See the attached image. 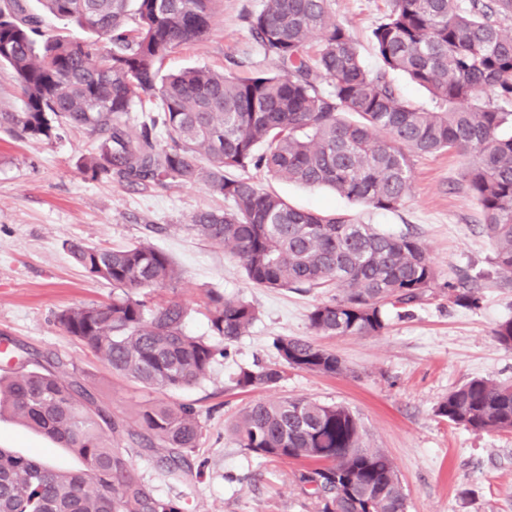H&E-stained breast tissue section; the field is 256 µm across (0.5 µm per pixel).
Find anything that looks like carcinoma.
Instances as JSON below:
<instances>
[{"label": "carcinoma", "mask_w": 512, "mask_h": 512, "mask_svg": "<svg viewBox=\"0 0 512 512\" xmlns=\"http://www.w3.org/2000/svg\"><path fill=\"white\" fill-rule=\"evenodd\" d=\"M128 2L40 0L47 13L107 37L111 47L100 52L94 42L36 40L39 16L25 14L22 0H0V66L13 71L24 98L20 112L0 109V128L32 140L90 131L96 140L79 170L93 181L208 186L231 207L200 210L188 227L238 257L251 284L336 288L307 316L314 336L381 333L385 307L422 301L437 269L415 235L294 207L247 176L251 168L391 211L410 194L411 157L453 151L468 159L461 177L481 208L493 262L512 276V0H390L372 33L375 73L332 19L328 0H265L251 32L278 72L252 76L204 68L160 75L170 52L209 33L219 0H134L133 14ZM395 74L426 89L433 106L401 97ZM148 105L155 115L131 125L130 112ZM65 247L90 277L122 293L60 311L57 326L143 387L198 383L257 320L250 302L210 290V337L190 336L183 303L139 297L179 279L164 252L148 242ZM448 300L476 308L481 294L459 276L448 282ZM492 334L512 350V318ZM274 348L278 363L240 369L238 388L275 385L286 368L347 373L335 352L310 338L279 337ZM5 412L69 449L81 468L61 471L0 448V512H185L180 501L158 496L114 442L123 435L168 473L188 474L201 437L194 404L152 403L122 430L77 369L58 359L50 369L0 375ZM435 413L474 432H512V384L472 378ZM232 434L261 458L306 463L297 480L319 512H407L392 460L365 444L359 419L343 405L303 396L257 401Z\"/></svg>", "instance_id": "obj_1"}]
</instances>
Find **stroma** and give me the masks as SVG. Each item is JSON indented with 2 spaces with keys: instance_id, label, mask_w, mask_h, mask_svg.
<instances>
[{
  "instance_id": "stroma-1",
  "label": "stroma",
  "mask_w": 512,
  "mask_h": 512,
  "mask_svg": "<svg viewBox=\"0 0 512 512\" xmlns=\"http://www.w3.org/2000/svg\"><path fill=\"white\" fill-rule=\"evenodd\" d=\"M390 0H329L334 20L356 40L364 63L377 70L372 31ZM264 0H219L208 35L165 57L168 74L206 67L238 76L276 72L250 31ZM94 143L85 130L34 141L0 129V374L27 364L62 359L74 364L113 416L134 425L147 404L160 400L194 404L202 428L190 456L199 472L163 473L156 461L126 445L125 455L145 483L161 496H178L188 512H316L298 483L294 461H271L239 448L231 424L254 401L307 396L349 407L370 447L392 458L407 495V512H512V432L475 433L448 424L435 413L438 401L464 382L484 377L512 382V350L492 330L512 318V283L492 262L479 206L461 178L463 159L452 152L412 159V192L399 208L376 211L328 188H306L272 178L254 179L293 206L349 213L390 232H411L427 248L439 284L421 303L388 308V328L372 336H321L318 344L344 359L350 372L326 377L286 370L273 386L237 389L240 367L274 360L272 340L309 335L307 315L331 289L272 290L252 285L238 258L188 231L200 210L225 208L205 185L131 187L116 180L92 181L78 170ZM76 239L91 246L124 248L147 241L168 254L180 270L171 288H146L143 299L175 297L191 316L186 330L208 335V290L249 301L258 318L248 335L230 344L226 360L200 383L160 393L113 374L54 323L66 308L111 301V283L90 278L64 247ZM478 276L480 309L448 301L445 287L458 270ZM0 448L41 455L62 470L80 461L50 438L15 420L0 418Z\"/></svg>"
}]
</instances>
